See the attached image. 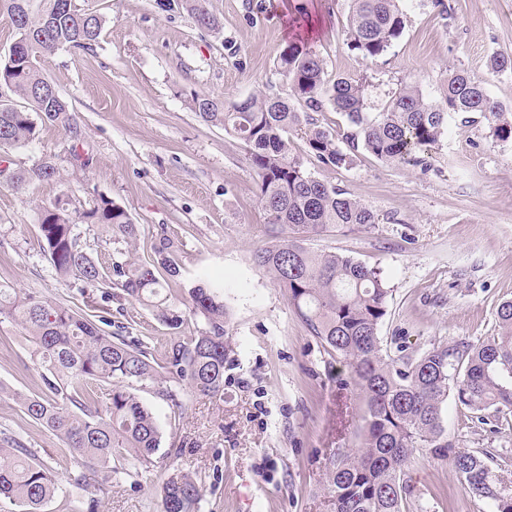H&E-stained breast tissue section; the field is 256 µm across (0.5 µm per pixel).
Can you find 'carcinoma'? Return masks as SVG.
Instances as JSON below:
<instances>
[{
  "label": "carcinoma",
  "mask_w": 512,
  "mask_h": 512,
  "mask_svg": "<svg viewBox=\"0 0 512 512\" xmlns=\"http://www.w3.org/2000/svg\"><path fill=\"white\" fill-rule=\"evenodd\" d=\"M197 26L219 31L208 0H193ZM346 37L363 61L384 55L405 28L398 0H350ZM15 29V51L0 61V86L27 107L0 104V180L17 190L61 177L58 164L44 158L12 167L8 153L32 142L38 122H50L78 138L74 115L36 65L37 57L62 48L88 50L99 39L106 18L72 0H0ZM288 81V96L254 93L226 103L208 95L192 97V109L205 122L239 138L258 176L257 199L266 215L271 244L256 249L255 265L288 294L309 333L341 356L350 380L365 400L360 444L337 448L326 462L330 512H408L412 495L407 468L413 453H429L452 464L459 479L495 512H512V491L492 475L487 454L460 451L444 427L448 398L485 420L512 413V300L497 310L498 333L477 341L438 344L418 355L392 359L384 354L378 328L387 314L390 288L382 272L351 257L314 253L302 241L330 229H365L379 223L366 204L344 189L311 176L295 152L336 168H347L363 150L395 166L425 164L420 153L448 133L452 113H477L492 136L512 141V109L490 97L483 83L465 70L448 74L441 99L433 101L414 84H404L383 111L365 112L367 78L328 76L323 59L304 41L288 44L276 62ZM332 109L347 117L344 129L329 130L312 114ZM38 224L55 273L78 285L92 313L45 297L0 287V321L24 331L31 358L40 368L42 393L25 394L0 382V397L17 400L25 415L68 448L74 469L66 494L70 512H98L112 479L153 466L163 432L139 391L152 387L173 408L184 392L204 396L224 392V369L232 351L223 283L206 277L189 290L185 309L169 301L153 269L130 251L104 268L82 241L78 226L94 224L110 240L132 247L139 225L114 199L100 195L93 206L70 210L58 200L39 211ZM175 242L167 235L153 246L156 263L171 274ZM136 301L155 313L169 330L186 317L203 327L175 336L157 358L149 342L132 335V324L112 331V312ZM118 307H112V304ZM62 479L37 453L0 431V503L16 512H43L63 490ZM201 488L189 471L175 468L163 485V512H197Z\"/></svg>",
  "instance_id": "obj_1"
}]
</instances>
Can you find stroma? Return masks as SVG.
I'll use <instances>...</instances> for the list:
<instances>
[{
  "mask_svg": "<svg viewBox=\"0 0 512 512\" xmlns=\"http://www.w3.org/2000/svg\"><path fill=\"white\" fill-rule=\"evenodd\" d=\"M74 4L106 16L97 43L42 55L37 66L74 113L80 139L45 124L12 151L22 167L54 158L63 178L23 190L0 184V286L81 305L43 252L37 216L59 198L82 210L105 195L139 224L141 263L153 265L160 236L175 240L177 275L155 270L171 302H185L202 274L223 280L234 350L221 394H187L176 411L153 388L141 390L165 439L181 440L183 452L156 455L148 472L113 481L99 512H161L173 464L196 476L200 512H327L325 460L333 449L358 446L365 404L343 359L311 336L287 295L255 266L254 249L268 241L257 175L244 143L202 121L191 98L287 95L276 61L289 42L286 16L303 10L321 19L310 45L328 74L367 78L369 113L382 111L406 83L440 98L449 72L460 69L512 109V72L490 67L493 57L512 56V0H400L405 29L369 63L346 44L350 0H208L217 34L196 26L189 0ZM75 146L90 156L87 169L71 166ZM426 159L425 170L385 165L365 152L347 168L305 162L313 177L380 218L304 245L383 272L392 295L378 334L394 358L496 335L497 308L512 300V143L495 141L482 117L466 123L454 114ZM1 340L11 350L0 353V382L39 392L36 367L18 368L30 358L21 328L0 323ZM444 425L460 450L492 456L493 474L512 486V416L482 422L452 402ZM1 426L65 475L68 449L19 402L0 400ZM409 475L411 512H493L427 449L414 452Z\"/></svg>",
  "mask_w": 512,
  "mask_h": 512,
  "instance_id": "obj_1",
  "label": "stroma"
}]
</instances>
